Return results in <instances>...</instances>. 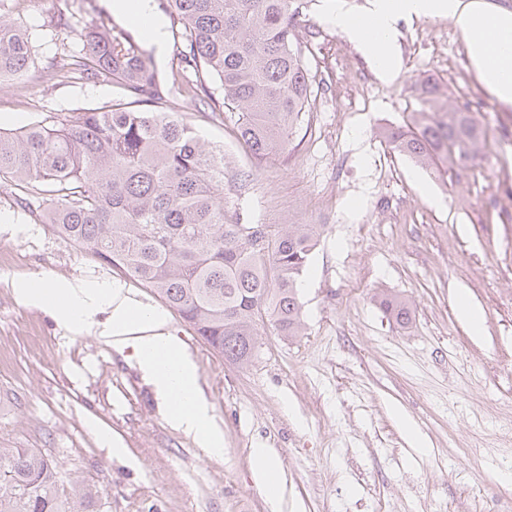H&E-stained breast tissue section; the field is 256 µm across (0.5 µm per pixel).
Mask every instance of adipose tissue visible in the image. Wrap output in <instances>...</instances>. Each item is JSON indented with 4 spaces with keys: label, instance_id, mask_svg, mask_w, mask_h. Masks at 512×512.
<instances>
[{
    "label": "adipose tissue",
    "instance_id": "adipose-tissue-1",
    "mask_svg": "<svg viewBox=\"0 0 512 512\" xmlns=\"http://www.w3.org/2000/svg\"><path fill=\"white\" fill-rule=\"evenodd\" d=\"M447 17L462 34L480 80L497 98L512 101V12L485 0H369L364 16L336 15L334 23L390 78L399 65L397 24L402 19ZM17 299L48 313L59 331L92 333L116 351L131 350L154 384L171 425L194 435L212 458L224 456V436L199 395L194 361L169 330L167 313L136 300L118 280L18 278Z\"/></svg>",
    "mask_w": 512,
    "mask_h": 512
}]
</instances>
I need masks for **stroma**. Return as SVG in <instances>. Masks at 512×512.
<instances>
[{
  "label": "stroma",
  "instance_id": "stroma-1",
  "mask_svg": "<svg viewBox=\"0 0 512 512\" xmlns=\"http://www.w3.org/2000/svg\"><path fill=\"white\" fill-rule=\"evenodd\" d=\"M367 0H309L296 34L316 75L287 150L254 180L224 183L243 224L287 220L324 230L302 275L301 336L260 325L253 361H225L188 323L172 329L194 358L199 387L224 435L208 457L167 420L156 388L130 353L97 336H65L19 302L12 280L38 275L120 278L20 209L0 181V447L39 448L61 470L96 483L109 512H492L512 501V104L481 82L446 18L399 21V68L378 76L333 24ZM108 0H5L0 22L28 18L63 39L105 21ZM437 81L483 132L478 155L438 179L394 151L382 131L405 125ZM119 88L54 83L30 71L0 85V131L112 101ZM176 111L224 149L228 172L253 159L233 112L211 116L190 98ZM413 305L393 323L374 298ZM484 315L473 335L457 292ZM426 441L412 448L407 428ZM111 435L123 455L102 442ZM272 449L282 496L270 504L252 451Z\"/></svg>",
  "mask_w": 512,
  "mask_h": 512
}]
</instances>
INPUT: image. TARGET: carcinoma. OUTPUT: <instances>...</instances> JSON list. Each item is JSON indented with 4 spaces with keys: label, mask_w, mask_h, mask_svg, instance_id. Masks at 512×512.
Returning a JSON list of instances; mask_svg holds the SVG:
<instances>
[{
    "label": "carcinoma",
    "mask_w": 512,
    "mask_h": 512,
    "mask_svg": "<svg viewBox=\"0 0 512 512\" xmlns=\"http://www.w3.org/2000/svg\"><path fill=\"white\" fill-rule=\"evenodd\" d=\"M180 37L170 71L155 68L124 30L92 22L56 45L49 79L80 75L112 82L120 97L17 134L0 132V179L21 187L16 204L73 244L150 289L224 360L247 364L258 323L302 335L300 279L323 225L241 224L224 210V152L170 112L157 96H191L214 116L232 110L250 155L262 163L288 149L311 94L295 19L300 0H160ZM34 65L25 29L0 25V82ZM409 123L385 135L394 149L441 176L472 156L482 130L450 109L427 82ZM52 193L45 208L44 194ZM404 328L413 307L377 294ZM102 492L66 476L48 453L0 448V512H100Z\"/></svg>",
    "instance_id": "cac0c4a2"
}]
</instances>
